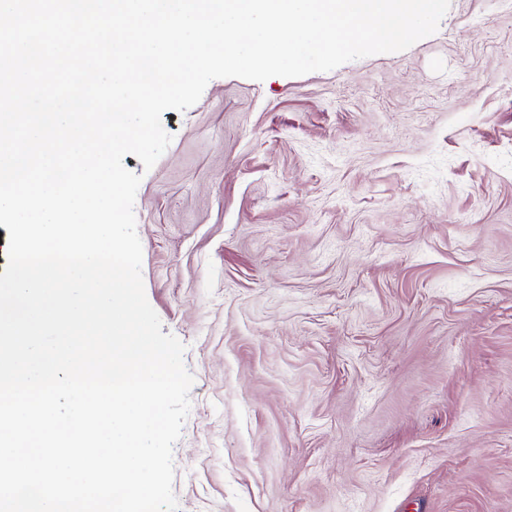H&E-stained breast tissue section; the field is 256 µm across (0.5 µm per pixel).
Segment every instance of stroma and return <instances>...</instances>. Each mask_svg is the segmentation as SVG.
I'll use <instances>...</instances> for the list:
<instances>
[{
    "instance_id": "1",
    "label": "stroma",
    "mask_w": 512,
    "mask_h": 512,
    "mask_svg": "<svg viewBox=\"0 0 512 512\" xmlns=\"http://www.w3.org/2000/svg\"><path fill=\"white\" fill-rule=\"evenodd\" d=\"M162 125L123 164L194 376L178 512H512V0Z\"/></svg>"
}]
</instances>
